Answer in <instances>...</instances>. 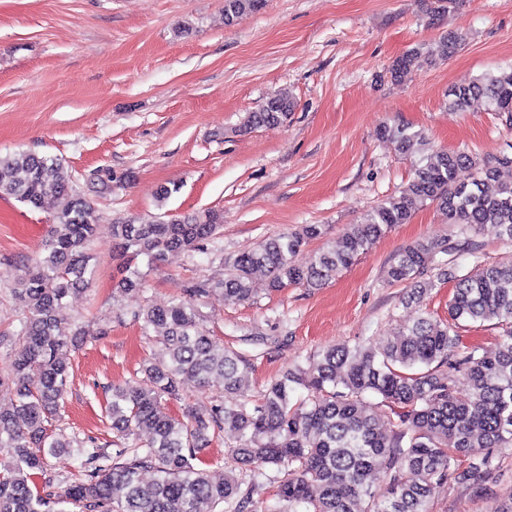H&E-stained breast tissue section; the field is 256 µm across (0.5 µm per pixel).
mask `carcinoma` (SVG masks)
<instances>
[{"label": "carcinoma", "mask_w": 512, "mask_h": 512, "mask_svg": "<svg viewBox=\"0 0 512 512\" xmlns=\"http://www.w3.org/2000/svg\"><path fill=\"white\" fill-rule=\"evenodd\" d=\"M265 0H224L227 23L261 10ZM414 49L396 58L390 74L398 78L422 55ZM512 119V66L480 76L448 93L450 106L462 109L475 98ZM295 103L286 92L269 97L248 113L244 129L281 124ZM381 137L407 152L418 133L385 126ZM512 168V154L479 160L464 152H437L415 168L399 195L389 198L352 224L340 242L322 248L306 266L296 252L324 235L322 225L271 237L239 253L224 278L191 281L184 296L158 308L146 306L134 317L159 332L165 357L142 368L143 377L112 386L105 407L112 420L113 452L92 437L79 439L49 432L69 385L67 349L80 333L65 327L56 309L78 287L89 285L96 234L94 208L73 189L71 175L51 157L17 151L0 156V198H14L52 212L48 254L17 265L12 291L22 304L18 341L7 348L6 375L16 400L0 411V512H429L437 491L451 484L477 485L493 457L477 460L473 448L512 450V263L487 264L477 251L473 271L448 274L447 245L422 240L400 251L387 270L388 281L406 288L405 304H418L433 282L418 283L430 268L453 282L448 319L422 315L402 334L375 347L357 343L332 346L270 382L256 399L246 395L251 367L207 332L193 300L220 294L228 303L248 301L253 277L265 274L272 289L287 285L314 288L348 268L367 247L397 224H405L430 202L459 225V234L495 224L512 241V185L497 181ZM461 169L470 180L458 179ZM223 216L206 210L188 217L112 225V239L126 258L120 291L142 290L141 273L131 268L145 255L162 261L177 251L215 243ZM506 327L492 354L462 344L460 323L490 322ZM224 379V393L236 397L205 413L178 419L165 402L180 395L183 382ZM470 397H456L460 386ZM305 398L295 397L298 389ZM368 396L379 398L376 411H364ZM238 434L235 467L220 476L200 456L210 432ZM147 438L131 442L140 432ZM62 449L82 458L83 478L53 490L50 459ZM277 473L273 503L254 499L258 479ZM154 478L145 483L141 473ZM386 484L377 497L375 482ZM317 485L319 493L310 495Z\"/></svg>", "instance_id": "cac0c4a2"}]
</instances>
